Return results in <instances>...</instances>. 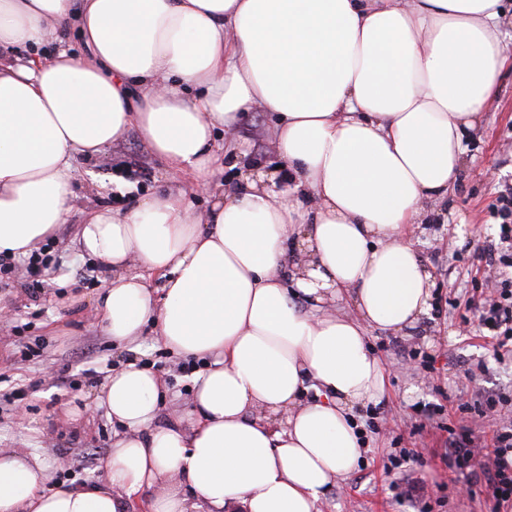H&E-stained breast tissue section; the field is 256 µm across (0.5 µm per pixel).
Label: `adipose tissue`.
Masks as SVG:
<instances>
[{
    "mask_svg": "<svg viewBox=\"0 0 512 512\" xmlns=\"http://www.w3.org/2000/svg\"><path fill=\"white\" fill-rule=\"evenodd\" d=\"M511 12L504 0H0V253L30 256L64 221L75 159L131 130L212 196L202 212L172 189L100 209L77 235L111 275L98 302L109 336L133 344L150 324L173 354L204 359L187 408L163 411L162 377L119 364L97 397L116 426L103 481L55 483L37 451L0 448V512H127L141 496L150 512H187L191 496L206 512H319L364 452L360 409L384 392L368 329L408 336L431 310L413 227L439 215L512 69ZM73 27L82 54L11 56ZM255 109L276 115L284 191L234 136ZM224 161L238 182L212 189Z\"/></svg>",
    "mask_w": 512,
    "mask_h": 512,
    "instance_id": "ef3b65f1",
    "label": "adipose tissue"
}]
</instances>
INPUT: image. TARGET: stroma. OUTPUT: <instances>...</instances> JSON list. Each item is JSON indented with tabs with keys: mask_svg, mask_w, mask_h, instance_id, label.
I'll return each instance as SVG.
<instances>
[{
	"mask_svg": "<svg viewBox=\"0 0 512 512\" xmlns=\"http://www.w3.org/2000/svg\"><path fill=\"white\" fill-rule=\"evenodd\" d=\"M273 123L272 113L250 111L237 135L253 156L276 166L280 160L269 151ZM466 144L470 167L448 194L446 222L414 227L415 244L436 281L432 318L422 336L368 331L385 368V391L359 421L363 459L330 486L320 512H418V504L399 498L394 486L405 470L424 479L431 512H487L481 498L462 493V480H451L441 456L449 427L464 425L480 435L497 426L458 410L460 395L509 398L502 412L512 418V357L497 358L478 329L459 333L465 300L493 286L478 269L475 249L497 238L489 207L497 188L512 184L511 71ZM75 167L71 207L44 248L48 270L38 276L28 260L15 259L11 274L0 277V306L7 310L0 316V448L37 449L52 477L81 486L103 476L113 427L96 395L118 362L127 360L129 346L112 340L98 318L96 297L108 275L97 261L80 256L78 228L95 209L125 210L166 184L190 192L199 211L209 198L194 192L188 176L167 171L133 132L96 160H76ZM142 345L178 404L188 402L192 369L186 360L172 356L153 327H146ZM73 411L80 412L79 421L70 419ZM403 448L422 452L424 465L406 460L401 469H389L391 455Z\"/></svg>",
	"mask_w": 512,
	"mask_h": 512,
	"instance_id": "stroma-1",
	"label": "stroma"
}]
</instances>
